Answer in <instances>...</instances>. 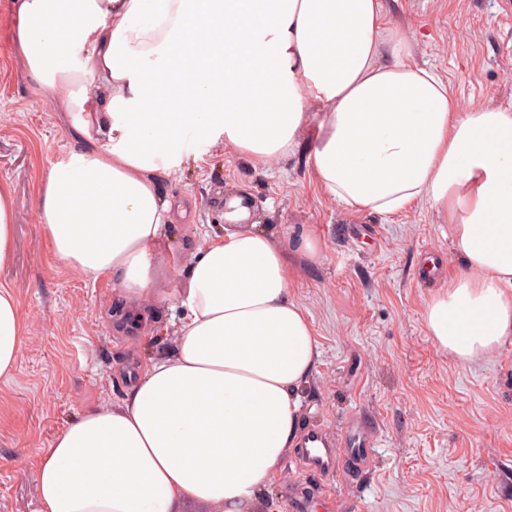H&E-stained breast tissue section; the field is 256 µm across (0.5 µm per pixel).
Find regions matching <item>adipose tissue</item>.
Masks as SVG:
<instances>
[{
  "label": "adipose tissue",
  "mask_w": 512,
  "mask_h": 512,
  "mask_svg": "<svg viewBox=\"0 0 512 512\" xmlns=\"http://www.w3.org/2000/svg\"><path fill=\"white\" fill-rule=\"evenodd\" d=\"M8 46L76 147L51 165L37 219L67 267L155 306L154 256L175 217L159 181L192 147L256 170L309 137L308 168L350 213L424 201L461 267L427 302L439 350L469 363L512 338V107L462 108L388 32L381 0H12ZM90 75V86L78 84ZM192 253L163 353L117 405L40 449V512H176L194 498L249 512L300 439L320 357L292 293L303 237L246 223ZM26 326L0 281V377Z\"/></svg>",
  "instance_id": "adipose-tissue-1"
}]
</instances>
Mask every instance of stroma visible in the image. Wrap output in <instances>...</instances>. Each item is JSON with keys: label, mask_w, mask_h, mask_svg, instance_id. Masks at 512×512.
Here are the masks:
<instances>
[{"label": "stroma", "mask_w": 512, "mask_h": 512, "mask_svg": "<svg viewBox=\"0 0 512 512\" xmlns=\"http://www.w3.org/2000/svg\"><path fill=\"white\" fill-rule=\"evenodd\" d=\"M10 0H0V183L14 198V249L0 280L27 323L18 364L0 378V512H39L36 453L82 413L120 401L128 374L156 349L153 321H178L185 260L224 230V201L252 202L250 223L312 236L316 260L293 284L320 358L303 390L302 429L341 435L353 417L377 427L376 456L357 481L302 471L290 452L254 512H512V340L492 358L461 364L428 335L423 313L460 261L447 224L427 204L392 216L330 202L305 159L309 140L266 170L231 147L187 158L166 197L187 212L167 231L156 310L120 315L108 278L64 266L36 219L35 188L75 141L59 113L7 54ZM463 107L512 105V12L504 0H383Z\"/></svg>", "instance_id": "stroma-1"}]
</instances>
